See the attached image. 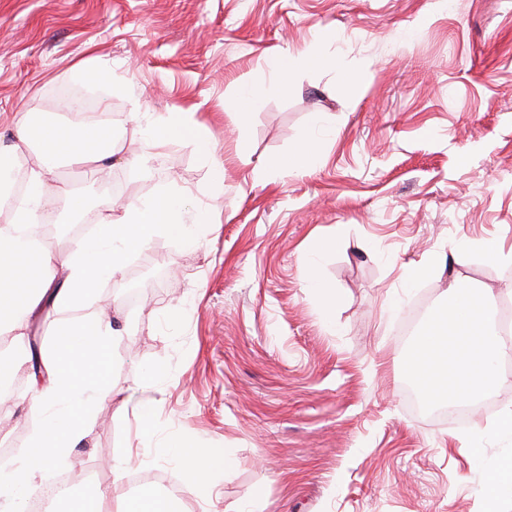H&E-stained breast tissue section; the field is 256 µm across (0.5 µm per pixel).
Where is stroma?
I'll return each instance as SVG.
<instances>
[{
    "label": "stroma",
    "mask_w": 512,
    "mask_h": 512,
    "mask_svg": "<svg viewBox=\"0 0 512 512\" xmlns=\"http://www.w3.org/2000/svg\"><path fill=\"white\" fill-rule=\"evenodd\" d=\"M313 49L333 67L278 84L279 54ZM90 58L109 81L79 77ZM257 84L270 93L240 117ZM60 86L92 96L117 138L109 179L87 165L62 179L100 205L116 180L130 202L185 189L210 217L204 246L155 236L88 304L38 317L45 349L59 324L100 309L117 331L102 367L112 394L66 472L131 495L115 466L163 473L184 490L178 512H486L480 490L512 458V434L495 430L512 372L470 422L416 413L414 339L398 328L418 299L447 308L456 277L477 297L496 289L494 306L512 301V264L477 247L512 245V0H0V141L25 114L57 116ZM168 112L191 114L208 151L179 142L131 167L126 130ZM309 133L311 165L272 169ZM313 274L340 294L334 316ZM136 278L150 303L123 298ZM35 397L27 385L0 406V447L40 427ZM183 439L232 462L211 492L168 451Z\"/></svg>",
    "instance_id": "stroma-1"
}]
</instances>
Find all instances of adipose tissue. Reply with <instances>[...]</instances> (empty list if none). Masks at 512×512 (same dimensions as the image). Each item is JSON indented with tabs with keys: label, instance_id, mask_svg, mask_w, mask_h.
Listing matches in <instances>:
<instances>
[{
	"label": "adipose tissue",
	"instance_id": "1",
	"mask_svg": "<svg viewBox=\"0 0 512 512\" xmlns=\"http://www.w3.org/2000/svg\"><path fill=\"white\" fill-rule=\"evenodd\" d=\"M189 132L195 145H204L198 126L187 115L166 116L154 127L133 125L131 136L160 150L173 143L177 134ZM38 143L37 164L26 176L24 190L13 194L5 183L17 162ZM115 135L110 123L61 124L33 117L19 119L11 143L0 144V205L7 206L10 219L0 225V334L22 341L28 318L43 299L80 305L91 298L100 281L121 272L127 256L162 234L190 248L199 247L206 222L202 209L189 208L184 194L164 190L150 200L106 207L100 212L95 234L77 250L58 254L30 250L17 228L27 232L59 221L58 205L67 202L71 212H81L79 197L55 173L56 163L84 159L103 169L112 163ZM62 269L65 277L53 286L48 274ZM448 297L455 303L452 315L434 318L425 338L412 352L409 366L427 392L464 401L491 390L494 362L507 342L491 331L484 303L472 300L468 288L454 284ZM60 343L45 367V382L39 392L43 427L34 431L18 466L0 473V504L9 512H22V505L36 488L38 478L54 464L66 462L71 448L88 432L93 403L108 395L104 380L81 377L70 358L71 350L84 357L102 359L112 336L108 319L97 317L59 327ZM186 472L199 489H206L213 472H225L227 464L213 448H199L185 440L174 442Z\"/></svg>",
	"mask_w": 512,
	"mask_h": 512
}]
</instances>
